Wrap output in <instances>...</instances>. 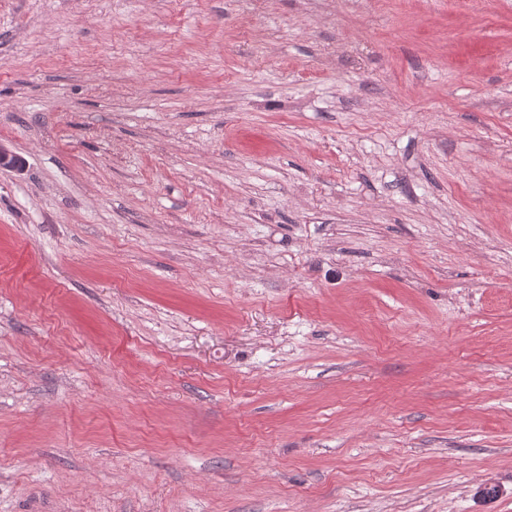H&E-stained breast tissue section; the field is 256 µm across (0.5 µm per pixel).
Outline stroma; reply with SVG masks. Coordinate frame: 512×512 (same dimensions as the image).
Returning a JSON list of instances; mask_svg holds the SVG:
<instances>
[{
	"instance_id": "1",
	"label": "stroma",
	"mask_w": 512,
	"mask_h": 512,
	"mask_svg": "<svg viewBox=\"0 0 512 512\" xmlns=\"http://www.w3.org/2000/svg\"><path fill=\"white\" fill-rule=\"evenodd\" d=\"M0 512H512V0H0Z\"/></svg>"
}]
</instances>
